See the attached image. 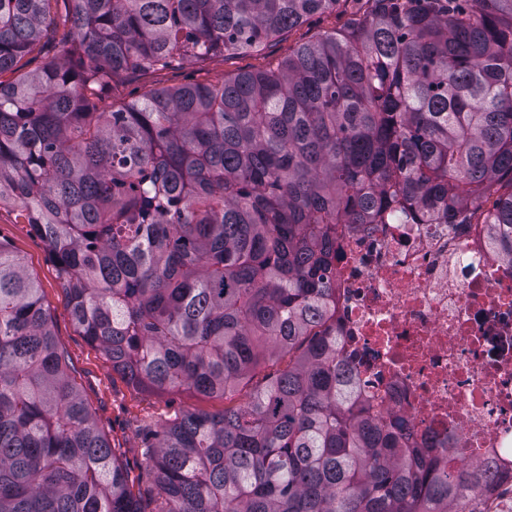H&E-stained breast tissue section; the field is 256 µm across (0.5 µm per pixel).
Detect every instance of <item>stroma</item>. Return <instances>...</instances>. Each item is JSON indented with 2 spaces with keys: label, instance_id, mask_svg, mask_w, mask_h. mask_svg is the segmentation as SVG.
I'll return each instance as SVG.
<instances>
[{
  "label": "stroma",
  "instance_id": "1",
  "mask_svg": "<svg viewBox=\"0 0 512 512\" xmlns=\"http://www.w3.org/2000/svg\"><path fill=\"white\" fill-rule=\"evenodd\" d=\"M358 8L357 0H339L335 13L312 16L302 27L250 53L216 57L203 64L184 62L158 72L127 74L113 82L109 97L118 106L151 88L214 83L240 72L276 65L297 44L315 40L346 24ZM0 239L13 246L27 273L38 282L53 331L98 427L111 447L116 448L124 467L131 474L142 476L144 497L152 498L156 489L148 478L143 455L146 437L182 412L222 410L223 399L202 397L182 389L157 394L128 385L103 362L97 349L75 325L44 243L18 217L16 209H0Z\"/></svg>",
  "mask_w": 512,
  "mask_h": 512
}]
</instances>
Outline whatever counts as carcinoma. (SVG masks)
<instances>
[{
	"instance_id": "obj_1",
	"label": "carcinoma",
	"mask_w": 512,
	"mask_h": 512,
	"mask_svg": "<svg viewBox=\"0 0 512 512\" xmlns=\"http://www.w3.org/2000/svg\"><path fill=\"white\" fill-rule=\"evenodd\" d=\"M339 0H0V208L149 392L224 398L147 447L146 501L0 241V512H452L483 470L354 413L330 224L512 226V0H365L277 65L105 105L119 75L262 46ZM48 31L62 55L25 69ZM288 364L257 378L268 363Z\"/></svg>"
}]
</instances>
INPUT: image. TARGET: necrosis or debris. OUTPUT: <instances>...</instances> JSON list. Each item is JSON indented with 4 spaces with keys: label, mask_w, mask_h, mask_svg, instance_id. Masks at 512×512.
Returning <instances> with one entry per match:
<instances>
[{
    "label": "necrosis or debris",
    "mask_w": 512,
    "mask_h": 512,
    "mask_svg": "<svg viewBox=\"0 0 512 512\" xmlns=\"http://www.w3.org/2000/svg\"><path fill=\"white\" fill-rule=\"evenodd\" d=\"M491 214L476 200L454 224L337 225L324 327L365 413L481 466L478 512H512V228Z\"/></svg>",
    "instance_id": "necrosis-or-debris-1"
}]
</instances>
